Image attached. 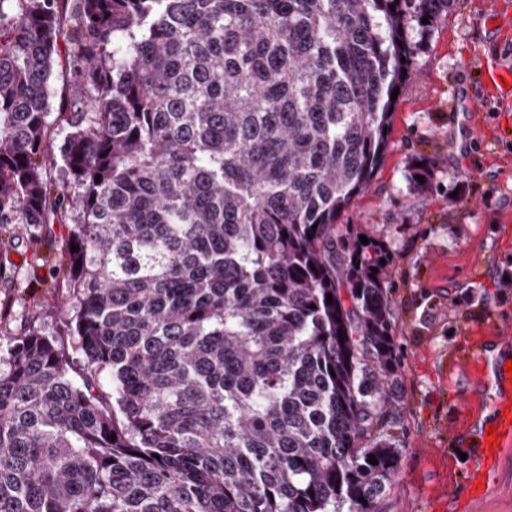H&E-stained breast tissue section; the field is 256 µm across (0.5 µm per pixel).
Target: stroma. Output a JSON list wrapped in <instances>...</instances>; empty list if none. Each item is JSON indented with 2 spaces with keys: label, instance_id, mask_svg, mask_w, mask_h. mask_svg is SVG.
<instances>
[{
  "label": "stroma",
  "instance_id": "1",
  "mask_svg": "<svg viewBox=\"0 0 512 512\" xmlns=\"http://www.w3.org/2000/svg\"><path fill=\"white\" fill-rule=\"evenodd\" d=\"M512 0H453L427 29L408 28L411 74L393 110L387 149L370 186L341 215L392 257L386 294L397 320L403 401L396 434L400 467L380 512H455L476 456V434L490 422L498 390L473 351L512 362V112L489 98L480 64L512 65ZM475 101L471 114L461 98ZM433 162L429 184L409 179L416 160ZM10 278L0 279V356L33 328L64 327L58 268L66 238L34 237L13 225ZM471 512H512V444L486 495Z\"/></svg>",
  "mask_w": 512,
  "mask_h": 512
}]
</instances>
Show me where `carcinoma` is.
<instances>
[{
  "instance_id": "carcinoma-1",
  "label": "carcinoma",
  "mask_w": 512,
  "mask_h": 512,
  "mask_svg": "<svg viewBox=\"0 0 512 512\" xmlns=\"http://www.w3.org/2000/svg\"><path fill=\"white\" fill-rule=\"evenodd\" d=\"M67 2L0 0V224L79 246L66 330L0 357V512H378L390 254L337 220L451 0H78L63 40ZM73 96L71 72L69 67H57L52 84L51 110L55 112L60 103L69 101Z\"/></svg>"
}]
</instances>
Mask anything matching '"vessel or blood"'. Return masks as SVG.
I'll return each mask as SVG.
<instances>
[{"label": "vessel or blood", "instance_id": "b4317fda", "mask_svg": "<svg viewBox=\"0 0 512 512\" xmlns=\"http://www.w3.org/2000/svg\"><path fill=\"white\" fill-rule=\"evenodd\" d=\"M482 80L499 100L503 110L512 109V68L493 62L484 63ZM492 423L498 435L492 441L485 437L479 441L480 465L470 472L464 496L465 502L469 504L475 503L485 494L488 479L500 460L503 447L512 442V398L504 396L497 400Z\"/></svg>", "mask_w": 512, "mask_h": 512}]
</instances>
